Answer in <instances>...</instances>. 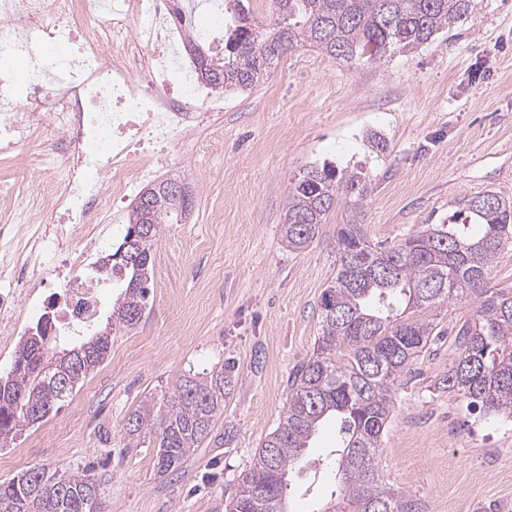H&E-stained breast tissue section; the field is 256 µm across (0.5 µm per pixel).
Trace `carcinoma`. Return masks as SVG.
Listing matches in <instances>:
<instances>
[{
    "label": "carcinoma",
    "mask_w": 512,
    "mask_h": 512,
    "mask_svg": "<svg viewBox=\"0 0 512 512\" xmlns=\"http://www.w3.org/2000/svg\"><path fill=\"white\" fill-rule=\"evenodd\" d=\"M224 25V56L200 61L202 80L215 89L250 90L276 69L285 54L310 46L344 60L377 59L396 48L412 52L474 14L478 0H271L272 20L252 21L243 0ZM163 181L139 193L110 271L126 279L104 326L67 346L48 336L37 351L20 342L10 372L0 377V433L16 437L46 420L108 357L112 330L133 328L148 307L152 247L165 224H179L191 210ZM350 219L336 235V278L320 303L317 348L291 377L288 405L277 428L239 479L227 512H288V475L321 424L339 422L336 468L341 483L318 512H425V505L384 483L378 473L381 439L392 415L400 378L438 338L427 311L442 302L476 304L457 326L459 356L438 390L459 394L488 414L512 419V287L487 286L488 271L512 246V199L493 191L467 200L462 224L429 228L393 247L368 240L359 221L367 193L361 173L311 167L288 191L282 234L294 248L308 246L328 213L347 194ZM150 235L139 263L119 257L141 221ZM479 224L474 236L469 225ZM405 304L399 311V304ZM228 358L206 380L187 377L160 402L130 413L126 433L156 431V468L179 470L211 435L236 384ZM98 480L83 472L59 475L33 467L0 482V512H102Z\"/></svg>",
    "instance_id": "1"
}]
</instances>
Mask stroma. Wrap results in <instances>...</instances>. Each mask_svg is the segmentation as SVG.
Instances as JSON below:
<instances>
[{
	"label": "stroma",
	"mask_w": 512,
	"mask_h": 512,
	"mask_svg": "<svg viewBox=\"0 0 512 512\" xmlns=\"http://www.w3.org/2000/svg\"><path fill=\"white\" fill-rule=\"evenodd\" d=\"M375 136L386 150L372 148ZM326 164L363 169L364 231L390 246L460 223L478 193L512 197V0H481L462 27L377 60L304 46L252 90L225 93L197 154L172 151L160 174L188 186L193 205L153 246L141 322L113 334L107 359L59 413L0 446V482L33 466L87 470L102 480L106 512H225L320 334L348 205L339 201L304 249L288 246L281 224L291 184ZM230 357L238 380L210 442L158 474L155 434L130 440L129 413ZM457 358L447 333L398 389L381 473L427 512H512V420L437 389ZM336 439L330 422L306 449L289 477L291 512H313L335 490Z\"/></svg>",
	"instance_id": "1"
}]
</instances>
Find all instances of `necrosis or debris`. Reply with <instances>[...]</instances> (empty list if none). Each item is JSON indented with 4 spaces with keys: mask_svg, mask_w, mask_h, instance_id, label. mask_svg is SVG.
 Here are the masks:
<instances>
[{
    "mask_svg": "<svg viewBox=\"0 0 512 512\" xmlns=\"http://www.w3.org/2000/svg\"><path fill=\"white\" fill-rule=\"evenodd\" d=\"M192 37L223 54L224 0H0V164L57 136L36 161L45 180L24 201V233L0 235L1 337L21 335L63 268L53 335L91 321L104 291L80 270L119 221L116 202L224 109L184 54ZM48 43L64 53L45 57ZM17 59L19 80L2 67Z\"/></svg>",
    "mask_w": 512,
    "mask_h": 512,
    "instance_id": "necrosis-or-debris-1",
    "label": "necrosis or debris"
}]
</instances>
